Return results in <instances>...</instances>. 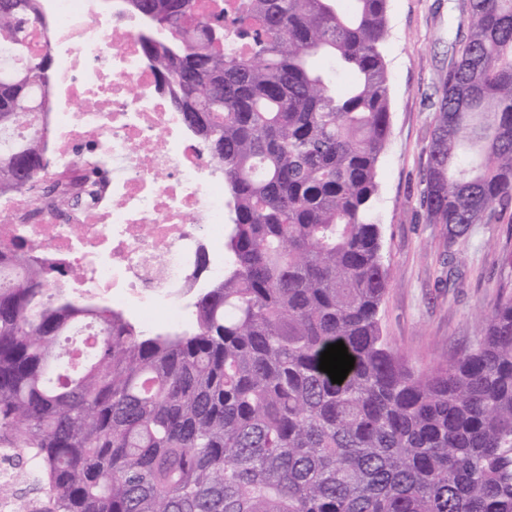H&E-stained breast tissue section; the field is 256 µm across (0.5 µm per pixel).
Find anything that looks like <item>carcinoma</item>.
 Here are the masks:
<instances>
[{"label":"carcinoma","instance_id":"carcinoma-1","mask_svg":"<svg viewBox=\"0 0 512 512\" xmlns=\"http://www.w3.org/2000/svg\"><path fill=\"white\" fill-rule=\"evenodd\" d=\"M170 105L224 174V280L187 324L144 331L50 288L34 243L0 248V456L31 464L35 512H512V291L427 371L383 335L374 216L390 132L387 0H128ZM42 0H0V129L52 92ZM425 189L448 245L512 211V0H461ZM0 193L39 185L46 143L0 145ZM98 321L74 356L72 325ZM344 342L340 384L319 370Z\"/></svg>","mask_w":512,"mask_h":512}]
</instances>
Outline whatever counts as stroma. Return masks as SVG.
Instances as JSON below:
<instances>
[{"mask_svg": "<svg viewBox=\"0 0 512 512\" xmlns=\"http://www.w3.org/2000/svg\"><path fill=\"white\" fill-rule=\"evenodd\" d=\"M459 0H388L383 54L391 134L378 171L377 215L391 277L381 324L393 347L425 370L472 343L512 269V215L476 224L465 241L427 223L420 207L434 92L448 70Z\"/></svg>", "mask_w": 512, "mask_h": 512, "instance_id": "stroma-1", "label": "stroma"}]
</instances>
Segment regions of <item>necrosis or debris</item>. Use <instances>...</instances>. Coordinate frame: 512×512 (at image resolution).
<instances>
[{"label":"necrosis or debris","instance_id":"4bbe7bcc","mask_svg":"<svg viewBox=\"0 0 512 512\" xmlns=\"http://www.w3.org/2000/svg\"><path fill=\"white\" fill-rule=\"evenodd\" d=\"M54 5L58 98L46 118L43 178L84 195L77 168L88 158L100 180L88 209L0 194V247L34 241L42 266L67 271L59 287L110 296L144 328L161 309L184 317L195 291L224 276V182L170 108L125 0H112L108 19L92 14L91 0Z\"/></svg>","mask_w":512,"mask_h":512}]
</instances>
